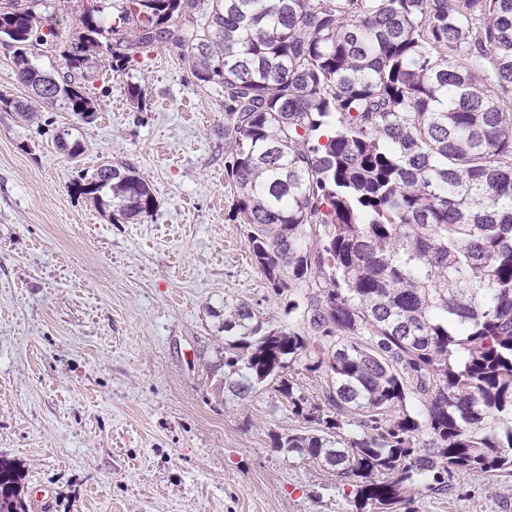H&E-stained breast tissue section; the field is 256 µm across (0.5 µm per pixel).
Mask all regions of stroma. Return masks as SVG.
I'll use <instances>...</instances> for the list:
<instances>
[{
  "label": "stroma",
  "mask_w": 512,
  "mask_h": 512,
  "mask_svg": "<svg viewBox=\"0 0 512 512\" xmlns=\"http://www.w3.org/2000/svg\"><path fill=\"white\" fill-rule=\"evenodd\" d=\"M93 5L111 27L119 0L34 9L70 35ZM88 92L89 121L0 109V457L19 468L28 512H352L331 470L274 448L301 426L278 392L216 399L225 304L297 321L228 215L223 95L167 44ZM64 131L80 155L60 149ZM107 161L149 181L151 215L116 219L73 191ZM415 506L512 512V488L462 474Z\"/></svg>",
  "instance_id": "1"
}]
</instances>
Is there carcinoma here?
Listing matches in <instances>:
<instances>
[{
  "label": "carcinoma",
  "instance_id": "obj_1",
  "mask_svg": "<svg viewBox=\"0 0 512 512\" xmlns=\"http://www.w3.org/2000/svg\"><path fill=\"white\" fill-rule=\"evenodd\" d=\"M196 8L125 0L103 41L95 6L72 38L16 7L0 42L22 85L83 119L96 108L75 75L158 44L223 89L232 216L301 327L226 306L210 370L241 401L281 394L303 426L274 447L331 469L355 512H416L419 489L448 492L460 473L511 482L512 0H212L188 38ZM60 38L57 79L29 53ZM88 181L114 215L155 208L129 163L73 186ZM298 363L318 394L293 380ZM19 479L0 458V512H28Z\"/></svg>",
  "mask_w": 512,
  "mask_h": 512
}]
</instances>
